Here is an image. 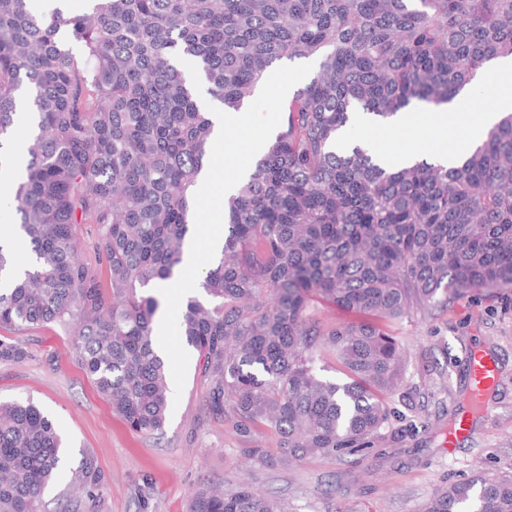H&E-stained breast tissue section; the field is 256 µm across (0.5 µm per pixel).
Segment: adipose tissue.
Segmentation results:
<instances>
[{
    "mask_svg": "<svg viewBox=\"0 0 512 512\" xmlns=\"http://www.w3.org/2000/svg\"><path fill=\"white\" fill-rule=\"evenodd\" d=\"M481 84L483 88L496 91L488 111H470L471 98L463 92L447 106L427 111L406 110L383 125L374 124L361 116L357 123L364 130L363 141L373 143L384 132L409 134L414 140L413 146L399 148L386 157L390 164L404 166L423 157L430 135L439 130L447 133L448 141L443 149L434 151V159L450 168L461 165L483 142L487 132L504 116L512 113V95L499 91L500 86L512 84V59L501 58L491 62L483 73Z\"/></svg>",
    "mask_w": 512,
    "mask_h": 512,
    "instance_id": "1",
    "label": "adipose tissue"
}]
</instances>
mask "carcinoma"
I'll list each match as a JSON object with an SVG mask.
<instances>
[{
    "mask_svg": "<svg viewBox=\"0 0 512 512\" xmlns=\"http://www.w3.org/2000/svg\"><path fill=\"white\" fill-rule=\"evenodd\" d=\"M48 14L0 0V173L27 102L30 142L13 193L17 265L0 242V362L18 335L59 327L93 390L132 431L163 432L170 404L156 352L160 302L191 238L213 125L181 61L207 93L242 110L277 61L314 58L249 179L228 196L220 257L185 299L180 335L196 352L205 416L229 422L240 454L269 468L342 456L388 419L401 349L373 323L471 289H512V114L462 165L388 168L332 149L360 109L381 120L475 90L512 57V0H88ZM81 46L75 55L72 44ZM96 227L84 241L86 225ZM322 302L363 317L324 328ZM332 355L345 376L322 378ZM65 482L100 512L104 475L33 401L0 402V512H46ZM186 512H288L250 484L206 483ZM422 512H512V479L437 486Z\"/></svg>",
    "mask_w": 512,
    "mask_h": 512,
    "instance_id": "1",
    "label": "carcinoma"
}]
</instances>
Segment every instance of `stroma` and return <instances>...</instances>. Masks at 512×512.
I'll list each match as a JSON object with an SVG mask.
<instances>
[{"mask_svg":"<svg viewBox=\"0 0 512 512\" xmlns=\"http://www.w3.org/2000/svg\"><path fill=\"white\" fill-rule=\"evenodd\" d=\"M382 326L403 348L399 385L372 449L353 456L279 469L244 463L231 427L204 422L192 367L163 433H133L93 391L58 329L21 335L25 358L0 363V400L33 398L73 448L96 457L107 478L102 512H185L204 481L228 492L253 483L286 499L292 512H420L442 481L512 478V290H471ZM475 347L495 357L498 377L471 437L451 453L444 441L467 405Z\"/></svg>","mask_w":512,"mask_h":512,"instance_id":"1","label":"stroma"}]
</instances>
